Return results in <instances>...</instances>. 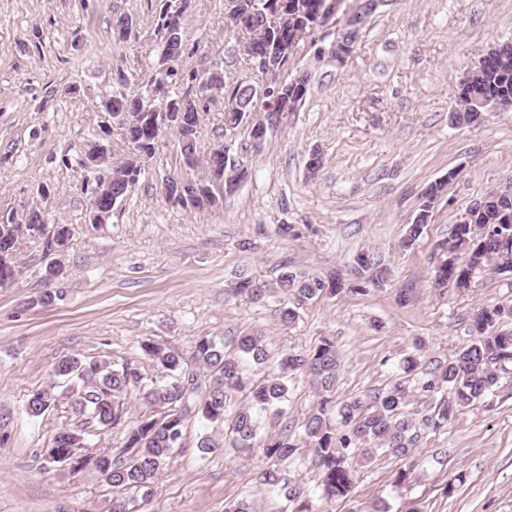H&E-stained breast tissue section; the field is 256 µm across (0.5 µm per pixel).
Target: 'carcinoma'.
<instances>
[{
    "label": "carcinoma",
    "instance_id": "obj_1",
    "mask_svg": "<svg viewBox=\"0 0 512 512\" xmlns=\"http://www.w3.org/2000/svg\"><path fill=\"white\" fill-rule=\"evenodd\" d=\"M283 0H232L224 17V28L237 31V16L249 12L255 22L244 30L246 47L267 42L282 49L279 62L258 73L267 93L258 95V83L250 80L230 81L224 74V61L218 60L204 74L192 73L188 80L195 90L171 93L179 84L176 64L186 50L183 36V16L188 0L176 6L168 0L161 8L155 24V35L161 50H166L172 28L175 53L151 67L152 74L144 91L132 93V76L121 68L112 73V95L102 103V112L112 119L107 137L101 136L86 145L78 164L97 157L102 166L112 162L108 136L117 132L125 146L126 159L145 150L155 154L162 135H150L147 128H133L117 122L119 112H142L156 87L170 91L169 98L185 105L184 118L170 128L177 139L179 166L187 167L186 176L201 190L214 197L211 205L219 209L224 204V186L210 163L211 153L201 151L198 128L202 115L218 100L224 102V124L234 128L249 127L251 112H278V94L288 91V111L301 107L310 85L309 80H295L282 71L296 48L299 31L314 32L317 25L337 13L341 0H288V12H283ZM375 11L372 0H362L356 10L344 15L340 38L333 52L340 55L344 47L355 43L360 25ZM465 99L458 102L453 114L457 123H466L469 109L480 108L485 102L493 112L512 108V46L493 47L485 59L474 66L467 80L460 84ZM440 183L430 186L414 221L409 225L404 246L408 247L422 234L429 223L433 202L442 194ZM512 216V197L499 199L498 210L477 216L478 224H500L497 213ZM19 228L14 226V214L0 210V280H8L13 266L10 258L19 245ZM481 238L470 224H457L451 240L443 247V257L437 263L434 278L438 285L450 282L466 287L486 267L499 274H512V228L504 235L480 246ZM357 268L383 277L386 270L374 256L362 252L355 257ZM285 292L305 302L324 294H338L344 289L340 279L325 281L317 276L286 269L279 277ZM512 307L494 305L475 314L471 325V341L445 366L432 369L421 367L415 356L402 362L403 376L364 398L355 397L336 406V377L339 354L333 340L323 337L312 348L281 353L277 368L255 378L243 368L249 358L256 365L269 360L265 337L255 332H239L217 341L209 336L196 339L190 352L157 344L149 340L140 349L151 360L154 377L144 376L138 365L129 361L116 363L109 359L86 360L77 355L61 359L54 375L81 383L77 405L85 416L77 429L60 428L53 435L42 456L48 464L69 465L78 471L93 464L113 489L142 490L150 496L174 452L182 446L186 421L197 416L216 427H228L237 448L249 452L261 449L268 467L260 473L263 484L288 489V501L295 512H311L303 497V488L284 481L282 471L293 462L298 452L293 437L294 420L288 417L284 404L288 401V382L301 373L311 378L316 403L304 418L303 431L312 451L311 462L318 470L326 497L330 500L347 498L356 481L358 467L380 451L395 456L413 452L429 428L444 426L456 414L482 402L499 380L498 370L512 362V331H502L498 323ZM204 375L208 383L184 387L188 374ZM137 393L150 412L134 423H126L128 396ZM54 400L49 389L29 393L24 410L32 419L45 415ZM424 402L430 414L419 416L410 406ZM271 413L270 430L261 432L255 410ZM118 428L124 437L120 450L113 456L81 458L74 452L84 447L87 437L98 428Z\"/></svg>",
    "mask_w": 512,
    "mask_h": 512
}]
</instances>
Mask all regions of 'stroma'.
Returning <instances> with one entry per match:
<instances>
[{"instance_id":"obj_1","label":"stroma","mask_w":512,"mask_h":512,"mask_svg":"<svg viewBox=\"0 0 512 512\" xmlns=\"http://www.w3.org/2000/svg\"><path fill=\"white\" fill-rule=\"evenodd\" d=\"M163 2L0 0V209L40 200L51 218L72 227L64 277L50 278L53 254L43 235L24 240L22 274L0 288V512L112 506V488L94 466L60 471L41 456L57 429L82 422L72 383L54 375L63 357L140 364L145 337L186 352L201 336L252 331L277 353L327 336L340 355L342 402L386 387L406 353L431 367L448 362L471 339L472 313L512 304V279L495 273L465 290L433 283L438 244L474 200L512 179V110L473 126L452 116L467 70L491 45L512 40V0H385L341 62L332 54L342 30L334 16L290 59V69L312 75L302 108L286 114L262 147L237 131L233 149L247 177L223 208L188 212L155 193V183L175 170L170 135L109 223H83L77 160L104 119L100 103L113 71L142 78L156 59ZM229 6L189 0L181 73L231 55V75L248 76L244 38L224 30ZM120 15L136 22V38L118 39ZM315 149L322 165L312 175ZM443 177L448 184L429 224L402 247L427 187ZM361 252L389 268L387 280L355 273ZM286 267L338 276L349 288L303 303L279 287ZM245 279L265 288L261 300L235 292ZM46 288L59 300L37 304ZM285 304L298 312L289 326L279 320ZM46 387L56 401L43 418L30 419L24 400ZM212 430L189 420L184 446L152 495L128 491L133 512H224L242 498L254 512H291L285 491L260 482V451L200 452V438ZM298 455L285 477L303 487L314 512H408L413 505L512 512V364L492 394L428 430L410 456L380 453L361 467L347 499L325 500L306 463L309 449Z\"/></svg>"}]
</instances>
